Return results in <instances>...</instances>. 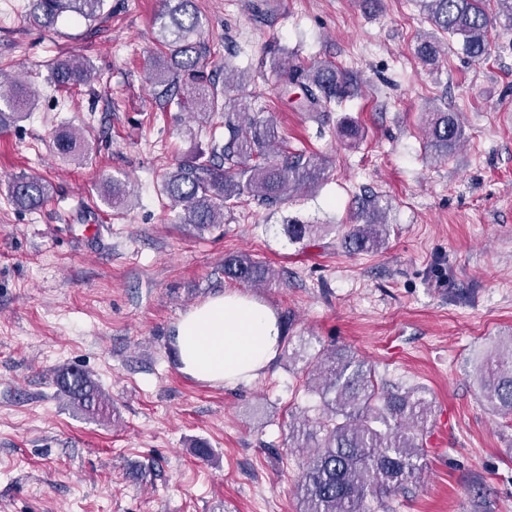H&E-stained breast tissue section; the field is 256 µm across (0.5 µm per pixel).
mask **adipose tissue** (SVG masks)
Returning a JSON list of instances; mask_svg holds the SVG:
<instances>
[{
  "instance_id": "1",
  "label": "adipose tissue",
  "mask_w": 512,
  "mask_h": 512,
  "mask_svg": "<svg viewBox=\"0 0 512 512\" xmlns=\"http://www.w3.org/2000/svg\"><path fill=\"white\" fill-rule=\"evenodd\" d=\"M280 340L273 312L236 293L195 307L173 330L180 370L213 383L237 384L255 378L274 359Z\"/></svg>"
}]
</instances>
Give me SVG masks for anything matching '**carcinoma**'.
Here are the masks:
<instances>
[{"instance_id":"1","label":"carcinoma","mask_w":512,"mask_h":512,"mask_svg":"<svg viewBox=\"0 0 512 512\" xmlns=\"http://www.w3.org/2000/svg\"><path fill=\"white\" fill-rule=\"evenodd\" d=\"M106 0H29L28 21L52 28L65 13L93 21L104 12ZM494 3L490 12L487 4ZM430 29L420 35L415 52L424 63L436 65L442 54L441 37L461 41L463 52L482 59L490 53L494 28L512 31V0H417ZM155 41L165 54L152 59L149 76L165 87L166 102L223 119L224 132L211 136L209 156L198 155L179 163L167 173L162 192L182 208L181 221L203 234L224 223V210L244 197L268 206L288 201L292 193L317 187L328 177L329 161L303 153L275 155L281 139L273 116L250 114L241 102L230 112L213 87L215 79L204 74L203 51L194 41L201 28L195 0H165L156 18ZM275 75L301 87L298 108L303 112H327L353 96V77L330 62L304 64L290 56L271 60ZM93 68L86 59H60L54 66L55 87L74 88L88 82ZM6 99L17 122L26 118L32 105L27 85L11 82ZM427 155L444 161L462 141L458 114L437 107L423 112ZM53 146L64 158L84 155V129L63 126L55 131ZM15 207L35 211L50 196L49 184L38 177H19L9 185ZM100 200L121 213L128 207L127 194L116 180L102 184ZM333 224L284 225L288 240L316 241ZM389 225L370 219L346 224L342 246L352 252H373L385 247ZM268 265L247 256L224 257V276L248 286L270 278ZM314 372L321 382L316 393L320 413L289 423V439L295 448H311L304 457L302 480L297 487L300 512H370L369 499L377 500L413 483L423 470L420 439L432 413L426 392L418 387L388 390L381 387L375 371L344 349L331 348L316 358ZM474 380L486 404L497 414L512 416V336L487 343L474 358ZM61 393L87 412L103 411V397L91 377L80 370L65 369L55 377Z\"/></svg>"}]
</instances>
